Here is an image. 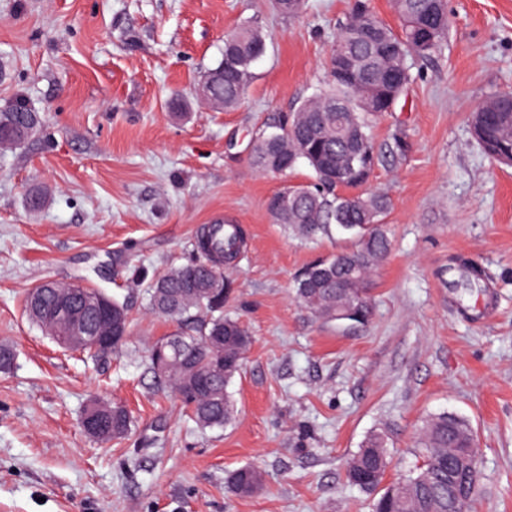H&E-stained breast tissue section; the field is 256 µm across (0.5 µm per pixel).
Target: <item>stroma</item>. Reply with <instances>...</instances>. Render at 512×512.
<instances>
[{"instance_id": "1", "label": "stroma", "mask_w": 512, "mask_h": 512, "mask_svg": "<svg viewBox=\"0 0 512 512\" xmlns=\"http://www.w3.org/2000/svg\"><path fill=\"white\" fill-rule=\"evenodd\" d=\"M350 0H0V104L24 97L43 117L23 146L0 149V512H372L348 483V460L374 431L392 470L414 467V437L443 411L477 435L472 512H512V165L474 140L469 114L512 91V0H448L442 51L377 120L368 190L385 194L391 249L373 276L372 314L340 326L295 298L306 266L350 247L308 241L264 202L285 183L250 163L252 138L312 99ZM262 17L265 56L244 99L200 104L195 87L224 37ZM41 189L40 209L27 205ZM230 221L247 248L225 270V315L252 344L229 387L235 421L201 431L145 370L176 324L151 312L139 270L186 264L198 229ZM478 289L463 292L461 262ZM44 281L128 298L120 357L62 349L26 313ZM124 405L134 426L102 444L83 430L91 400ZM251 464L262 490L230 493Z\"/></svg>"}]
</instances>
